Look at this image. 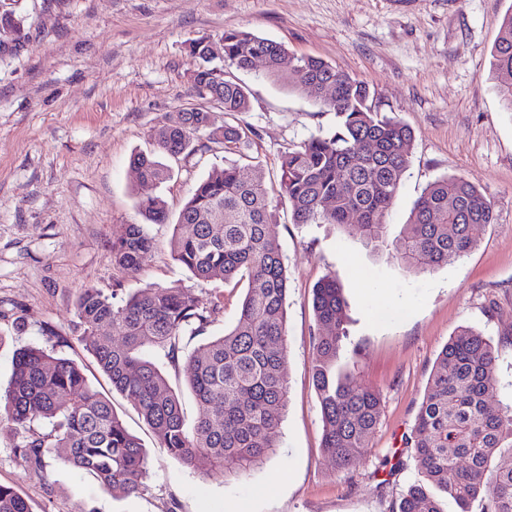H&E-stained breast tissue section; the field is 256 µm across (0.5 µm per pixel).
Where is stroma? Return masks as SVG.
<instances>
[{
	"instance_id": "stroma-1",
	"label": "stroma",
	"mask_w": 512,
	"mask_h": 512,
	"mask_svg": "<svg viewBox=\"0 0 512 512\" xmlns=\"http://www.w3.org/2000/svg\"><path fill=\"white\" fill-rule=\"evenodd\" d=\"M512 0H0L20 39L0 40V381L16 349L38 346L82 365L147 450L140 493L116 498L57 463L35 475L0 433V484L32 512H392L419 480L404 436L435 361L460 328L499 348L491 404L512 401V112L502 107L491 51ZM241 29L323 59L374 90L382 113L413 130L410 166L387 218L398 236L414 201L444 175L465 177L491 200L497 221L474 230L475 248L426 275H409L329 224L293 223L278 184L281 156L336 129L334 113L263 66L230 70L249 92L248 111L226 115L190 81L188 46ZM202 108L242 128L248 143L225 153L197 141L165 158L168 177L142 185L130 165L153 148L159 126ZM243 177L262 167L288 269L289 402L279 448L235 481L207 457L187 468L161 448L132 405L75 339L81 288L129 292L177 286L224 307L191 352L236 323L246 283L201 281L177 264L170 241L197 183L224 160ZM160 196L168 219L148 226L155 249L137 272L112 261V242L140 224L141 196ZM334 275L359 344L355 376L382 397L379 424L355 463L338 468L321 450L312 384V290Z\"/></svg>"
}]
</instances>
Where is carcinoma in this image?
Returning <instances> with one entry per match:
<instances>
[{
  "label": "carcinoma",
  "instance_id": "1",
  "mask_svg": "<svg viewBox=\"0 0 512 512\" xmlns=\"http://www.w3.org/2000/svg\"><path fill=\"white\" fill-rule=\"evenodd\" d=\"M213 43L221 48L218 58L211 54ZM259 55L270 75L284 74L287 49L271 39L230 29L216 41H192L195 91L217 97L225 113L248 111L246 89L224 73L249 69ZM294 60V83L334 112L337 124L335 131L313 135L282 156L279 187L293 223L332 224L382 252L390 246L386 218L409 167L412 131L372 105L374 95L365 83L319 58ZM492 68L499 75L512 74V11L499 23ZM329 85L334 89L330 98L325 92ZM183 121L181 131L163 125L154 132L160 151L181 155L203 136L227 150L247 143L244 131L215 125L208 111L186 110ZM130 165L143 182L167 177L149 154L133 155ZM137 207L152 223L168 219L159 196L142 197ZM354 214L360 217L357 224L351 223ZM495 221L491 202L476 185L463 176H443L414 202L394 258L408 272H432L467 255L476 245L474 228ZM153 250L145 225L130 224L112 243V260L134 273ZM171 254L200 280L248 282L234 327L184 359L200 410L192 427L186 426L179 396L144 352L161 348L179 362L185 336L203 331L224 308L223 296L204 303L177 287L147 285L125 296L82 288L77 340L173 458L191 468L205 455L217 471L235 476L263 465L273 454L289 393L288 275L262 168L255 166L247 180L234 162L213 168L179 214ZM312 307L311 373L323 423L321 448L346 468L369 447L382 399L377 390L356 384L351 366L357 364L359 348L347 334V303L336 277L328 275L317 284ZM107 326L119 327L121 339L104 335ZM497 361L492 341L471 327L458 330L439 354L405 437L424 482L409 487L398 512H443L427 483L442 489L456 512H473L478 500L488 501L491 512H512V404L488 402ZM2 430L40 476L51 464L62 463L111 495L130 496L139 493L148 475L140 439L83 369L52 350L28 346L14 355L10 378L0 386ZM0 512L31 510L14 488L0 485Z\"/></svg>",
  "mask_w": 512,
  "mask_h": 512
}]
</instances>
